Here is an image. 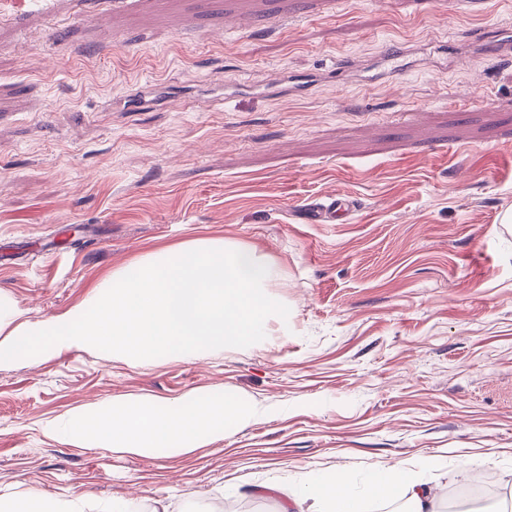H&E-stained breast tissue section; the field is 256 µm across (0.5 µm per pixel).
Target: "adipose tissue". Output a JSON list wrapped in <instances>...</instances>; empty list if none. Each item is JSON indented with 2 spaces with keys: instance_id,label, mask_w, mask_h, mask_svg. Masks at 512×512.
Segmentation results:
<instances>
[{
  "instance_id": "1",
  "label": "adipose tissue",
  "mask_w": 512,
  "mask_h": 512,
  "mask_svg": "<svg viewBox=\"0 0 512 512\" xmlns=\"http://www.w3.org/2000/svg\"><path fill=\"white\" fill-rule=\"evenodd\" d=\"M258 415L257 405L243 397L207 395L169 404L102 403L62 419L45 420L42 429L91 447L102 444L141 456L178 455L245 427ZM350 482L344 472L329 480L308 478L302 492L291 494L283 512H364V499L350 493ZM368 487L379 497L407 495L411 512H439L437 493L404 470L375 466Z\"/></svg>"
}]
</instances>
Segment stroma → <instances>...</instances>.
<instances>
[{
    "label": "stroma",
    "mask_w": 512,
    "mask_h": 512,
    "mask_svg": "<svg viewBox=\"0 0 512 512\" xmlns=\"http://www.w3.org/2000/svg\"><path fill=\"white\" fill-rule=\"evenodd\" d=\"M512 0H0V300L67 313L163 247L269 256L288 333L131 362L0 366V497L279 512L375 464L448 492L512 472ZM151 89L152 107L124 98ZM351 200L344 221L308 210ZM212 392L260 418L182 455L44 434L100 402ZM439 468L422 469L423 459ZM259 495H241V485Z\"/></svg>",
    "instance_id": "obj_1"
}]
</instances>
